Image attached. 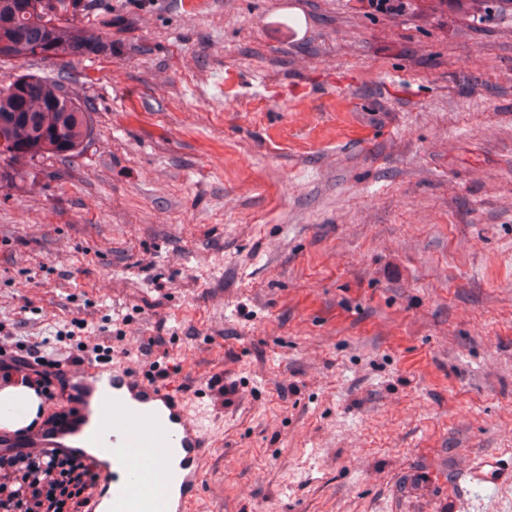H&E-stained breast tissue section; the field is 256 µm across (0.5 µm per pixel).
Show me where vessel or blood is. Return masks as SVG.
<instances>
[{
    "label": "vessel or blood",
    "mask_w": 512,
    "mask_h": 512,
    "mask_svg": "<svg viewBox=\"0 0 512 512\" xmlns=\"http://www.w3.org/2000/svg\"><path fill=\"white\" fill-rule=\"evenodd\" d=\"M28 368L0 382V453L95 463L101 479L89 512H191L215 444L199 411L172 389L124 363L60 365L51 388L24 383ZM471 480L499 483L486 458Z\"/></svg>",
    "instance_id": "b4317fda"
}]
</instances>
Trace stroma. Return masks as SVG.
<instances>
[{
	"label": "stroma",
	"instance_id": "35a3bbf8",
	"mask_svg": "<svg viewBox=\"0 0 512 512\" xmlns=\"http://www.w3.org/2000/svg\"><path fill=\"white\" fill-rule=\"evenodd\" d=\"M96 134L0 191V323L164 322L217 438L194 512H512V13L101 0ZM235 382L223 404L214 374ZM468 476L473 481L497 484L503 479L504 473L497 460L484 458L470 470Z\"/></svg>",
	"mask_w": 512,
	"mask_h": 512
}]
</instances>
